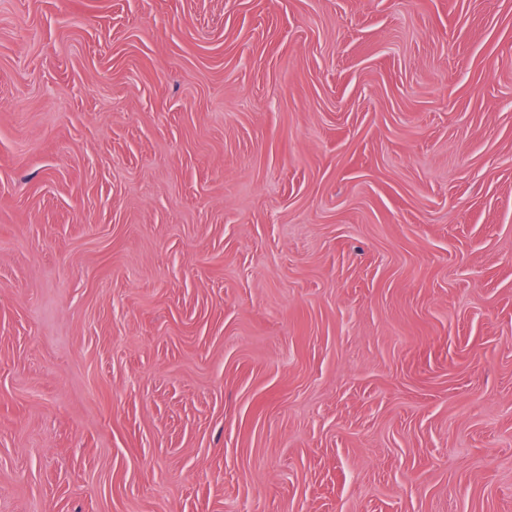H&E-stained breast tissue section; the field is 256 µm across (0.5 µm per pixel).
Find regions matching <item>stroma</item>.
<instances>
[{
    "instance_id": "35a3bbf8",
    "label": "stroma",
    "mask_w": 512,
    "mask_h": 512,
    "mask_svg": "<svg viewBox=\"0 0 512 512\" xmlns=\"http://www.w3.org/2000/svg\"><path fill=\"white\" fill-rule=\"evenodd\" d=\"M0 512H512V0H0Z\"/></svg>"
}]
</instances>
